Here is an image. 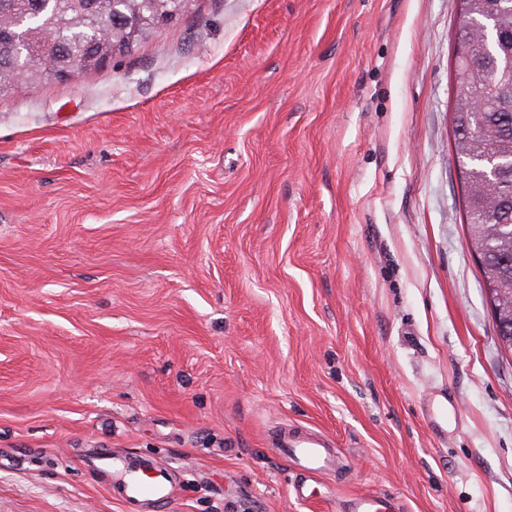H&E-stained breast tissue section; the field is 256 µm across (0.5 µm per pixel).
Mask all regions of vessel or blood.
I'll return each instance as SVG.
<instances>
[{"label": "vessel or blood", "mask_w": 512, "mask_h": 512, "mask_svg": "<svg viewBox=\"0 0 512 512\" xmlns=\"http://www.w3.org/2000/svg\"><path fill=\"white\" fill-rule=\"evenodd\" d=\"M279 450L292 457L308 475L316 476L330 465V454L324 440L309 434H284ZM83 462L97 474L113 475L114 490L123 501L144 505L147 512H158L171 503L174 487L166 468L158 464H133L112 455L105 448H97L85 455ZM392 499L380 496H362L353 499V512H393Z\"/></svg>", "instance_id": "1"}]
</instances>
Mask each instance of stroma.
Listing matches in <instances>:
<instances>
[{
  "mask_svg": "<svg viewBox=\"0 0 512 512\" xmlns=\"http://www.w3.org/2000/svg\"><path fill=\"white\" fill-rule=\"evenodd\" d=\"M459 22V0H193L0 97V512H133L87 448L166 464L169 512H512ZM285 427L333 450L306 502ZM395 509L396 504L387 497L362 496L352 500L353 512H388Z\"/></svg>",
  "mask_w": 512,
  "mask_h": 512,
  "instance_id": "1",
  "label": "stroma"
}]
</instances>
